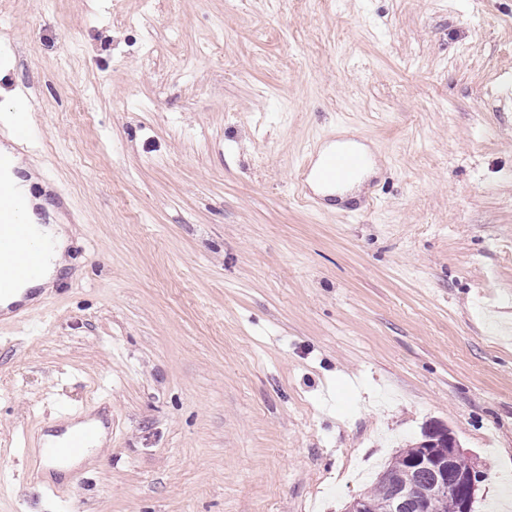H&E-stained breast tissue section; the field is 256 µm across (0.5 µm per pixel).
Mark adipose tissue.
Wrapping results in <instances>:
<instances>
[{
    "label": "adipose tissue",
    "mask_w": 512,
    "mask_h": 512,
    "mask_svg": "<svg viewBox=\"0 0 512 512\" xmlns=\"http://www.w3.org/2000/svg\"><path fill=\"white\" fill-rule=\"evenodd\" d=\"M352 150L365 156L366 163L359 172L348 179L337 183L335 187L323 188L326 196L346 198L360 192L363 185L377 172V162L371 156L367 146L359 143L349 132H342L338 140L325 144L318 152L319 157H326L332 152ZM0 177L9 180L15 187L16 194L21 202L19 219L21 223L31 225L33 228L32 242L42 249L44 260L31 279L12 284L10 290L0 295V308L9 309L11 304L22 301L32 291H49L53 287L57 276L68 269L70 259L67 254L70 229L64 224H43L38 222L33 211V200L30 193L31 179L16 174L11 168L0 170Z\"/></svg>",
    "instance_id": "1"
}]
</instances>
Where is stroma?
I'll return each instance as SVG.
<instances>
[{
    "instance_id": "35a3bbf8",
    "label": "stroma",
    "mask_w": 512,
    "mask_h": 512,
    "mask_svg": "<svg viewBox=\"0 0 512 512\" xmlns=\"http://www.w3.org/2000/svg\"><path fill=\"white\" fill-rule=\"evenodd\" d=\"M4 105L74 264L0 321V512H344L433 423L512 512V0H0ZM352 150L360 153L365 157L366 163L359 172L349 177L348 179L336 183V187H324L315 178L313 179V185L323 195L328 197H334L345 199L347 196H351L354 193H359L363 185L370 179L371 176L377 172V162L374 156L371 154L369 148L362 143H359L354 139L352 134L348 131H343L339 139L325 144L318 152L319 159L314 168L316 169L321 165L324 158L332 152L340 150ZM363 165L362 158L353 152H343L340 154H332L325 158L323 165L318 170V177L324 181H334L336 176L345 175L351 172L357 171ZM355 195V194H354ZM353 195V196H354ZM88 424L96 425L98 430L93 448H89V444L94 440L96 431L94 428L89 427L73 434L62 446L51 448L48 453L47 460L53 462L71 456L75 457L70 458L68 462L63 465H49L42 461L44 468L36 469L34 473L30 474V478L35 480L38 484H45L51 481L63 482L69 479L72 469L77 467V465L86 460L97 457L102 452V447L105 445L106 439L102 423L96 418H90L86 422H74L72 419L57 421L55 427L61 429L58 432H51L42 435L38 440L40 448H33V452L41 458L42 451L45 447L62 440L72 432ZM86 448H89V450L86 453L79 455Z\"/></svg>"
}]
</instances>
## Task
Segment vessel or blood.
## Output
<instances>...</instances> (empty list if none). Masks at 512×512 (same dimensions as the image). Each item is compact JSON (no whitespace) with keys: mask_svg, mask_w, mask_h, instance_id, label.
I'll return each mask as SVG.
<instances>
[{"mask_svg":"<svg viewBox=\"0 0 512 512\" xmlns=\"http://www.w3.org/2000/svg\"><path fill=\"white\" fill-rule=\"evenodd\" d=\"M362 158L353 152L332 154L325 158L317 174L325 181L335 180L361 168ZM19 203L8 181L0 180V265L9 266L13 280L34 276L41 263V252L33 247L24 225L18 222ZM94 428L73 434L62 446L51 449L48 461H58L81 454L94 440Z\"/></svg>","mask_w":512,"mask_h":512,"instance_id":"1","label":"vessel or blood"}]
</instances>
